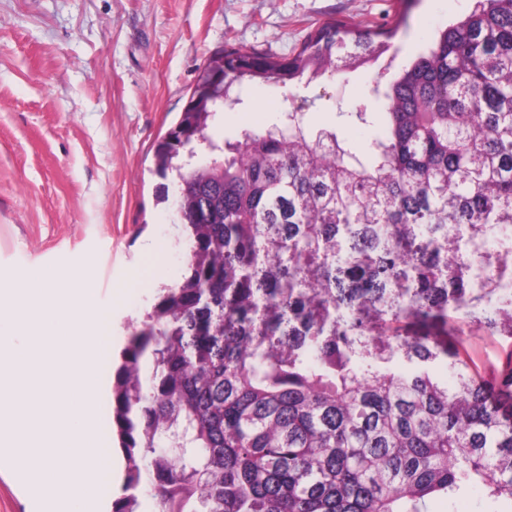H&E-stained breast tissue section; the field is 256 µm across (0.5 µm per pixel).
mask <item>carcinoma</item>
I'll use <instances>...</instances> for the list:
<instances>
[{
	"label": "carcinoma",
	"instance_id": "obj_1",
	"mask_svg": "<svg viewBox=\"0 0 512 512\" xmlns=\"http://www.w3.org/2000/svg\"><path fill=\"white\" fill-rule=\"evenodd\" d=\"M394 34L334 23L290 56L226 49L216 111L158 141L186 268L112 374V512L144 488L161 512H424L472 484L512 503V351L485 381L461 341L464 320L512 339V0H475L372 90L369 164L299 112L278 116L288 140L216 134L234 86L357 69ZM200 135L224 164L187 158Z\"/></svg>",
	"mask_w": 512,
	"mask_h": 512
}]
</instances>
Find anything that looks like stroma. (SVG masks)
<instances>
[{"mask_svg": "<svg viewBox=\"0 0 512 512\" xmlns=\"http://www.w3.org/2000/svg\"><path fill=\"white\" fill-rule=\"evenodd\" d=\"M474 0H0V274L87 264L112 314L120 351L161 286L184 272L181 226L158 202L154 147L174 126L211 53L293 54L328 22L396 28L378 60L354 71L246 89L218 127L236 140L278 112H303L310 133L335 132L360 160L374 129L354 111L375 82L424 52L435 30ZM481 375L512 341L469 327ZM49 491L0 465V512H43ZM426 512H512L478 485L430 498Z\"/></svg>", "mask_w": 512, "mask_h": 512, "instance_id": "stroma-1", "label": "stroma"}]
</instances>
